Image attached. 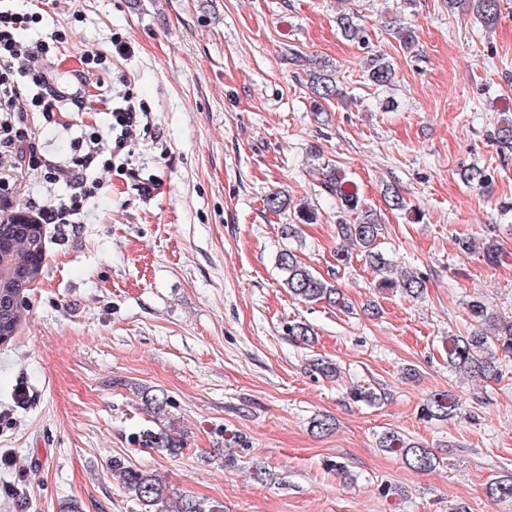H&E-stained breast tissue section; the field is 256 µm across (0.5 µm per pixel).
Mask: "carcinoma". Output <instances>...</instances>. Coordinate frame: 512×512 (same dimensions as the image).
<instances>
[{
	"mask_svg": "<svg viewBox=\"0 0 512 512\" xmlns=\"http://www.w3.org/2000/svg\"><path fill=\"white\" fill-rule=\"evenodd\" d=\"M469 7L487 28L496 25L499 17V0H468ZM342 35L353 42H366L368 35L353 17L339 18ZM402 48L410 49L417 42L416 30L412 26L391 25ZM396 73L393 65L384 58L370 59L368 80L373 86L386 87L393 83ZM312 93L323 101L339 97L336 77L333 73L320 72L314 77ZM490 137L500 152H512V117L501 119ZM464 183L479 188H487L492 176L485 167L471 166L461 172ZM321 189L336 200L339 215L336 219V233L346 247L336 251V262L347 265L352 255L365 260L379 275L375 287L380 290L399 289L412 299L422 296L425 285L423 276L412 268H407L394 280L388 276L392 263L380 250V237L384 234L382 220L376 210L368 206L358 185L347 177L345 171L328 167L322 172ZM386 207L392 211L406 209L404 197L393 187L383 193ZM316 218L308 207L294 209L291 223L281 226V234L286 239L299 240V224H310ZM40 224H0V258L12 269L14 276L0 279V343L11 341L21 323L20 308L24 293L29 284L39 275V248L42 242ZM277 268L282 274V283L288 294L304 303H327L339 309L348 305L335 278H326L313 271L303 262L300 254L291 249H283L276 259ZM468 312L474 325L464 334L448 336L446 348L448 366L485 379L500 376L498 363L512 358V320H505L486 303L473 300L468 304ZM288 335L302 343H309L314 330L304 322L288 324ZM144 404L153 410L159 424L146 427L138 433V443L159 454L176 456L184 449L183 440L173 435L171 430L160 423L165 416L170 399L164 392L153 393L148 388L140 390ZM462 402L453 393L441 392L430 396L421 407V414L427 419L449 421L460 413ZM379 447L402 457L403 461L417 471H430L436 468L437 457L426 446L398 431L389 429L379 436ZM112 471L119 474L125 489L140 506L142 512H223L218 505H208L194 498H182L175 504V510L160 509L169 501L167 486L157 475L133 466L123 457L112 458ZM487 498L492 502L512 500V472H506L489 480L485 487Z\"/></svg>",
	"mask_w": 512,
	"mask_h": 512,
	"instance_id": "1",
	"label": "carcinoma"
}]
</instances>
